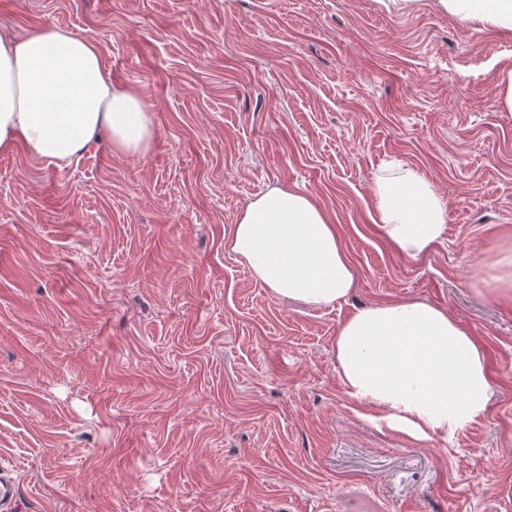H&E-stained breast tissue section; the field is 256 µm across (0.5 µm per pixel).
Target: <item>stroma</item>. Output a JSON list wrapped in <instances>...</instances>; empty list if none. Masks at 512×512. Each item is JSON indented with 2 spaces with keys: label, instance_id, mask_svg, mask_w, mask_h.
I'll return each instance as SVG.
<instances>
[{
  "label": "stroma",
  "instance_id": "stroma-1",
  "mask_svg": "<svg viewBox=\"0 0 512 512\" xmlns=\"http://www.w3.org/2000/svg\"><path fill=\"white\" fill-rule=\"evenodd\" d=\"M98 43L154 114L147 154H0V467L18 512H512V32L437 0H0V31ZM399 162L444 199L401 254L374 222ZM288 183L328 213L354 287L273 295L226 241ZM417 298L481 341L489 406L416 441L353 400L336 336Z\"/></svg>",
  "mask_w": 512,
  "mask_h": 512
}]
</instances>
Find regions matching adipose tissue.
I'll list each match as a JSON object with an SVG mask.
<instances>
[{"label":"adipose tissue","instance_id":"obj_1","mask_svg":"<svg viewBox=\"0 0 512 512\" xmlns=\"http://www.w3.org/2000/svg\"><path fill=\"white\" fill-rule=\"evenodd\" d=\"M462 22L512 30V0H438ZM119 154L146 153L153 116L138 91L113 85L90 37L59 27L0 35V153L25 146L66 163L101 136ZM375 225L400 253L418 258L442 240L446 204L416 170L377 177ZM252 277L276 296L328 307L353 286L352 264L327 213L287 184L268 188L240 213L228 238ZM339 379L349 396L417 440L448 439L488 407L485 350L446 309L418 299L362 307L336 336Z\"/></svg>","mask_w":512,"mask_h":512}]
</instances>
